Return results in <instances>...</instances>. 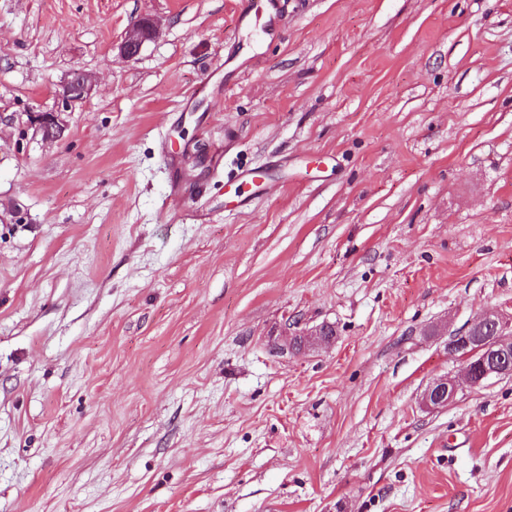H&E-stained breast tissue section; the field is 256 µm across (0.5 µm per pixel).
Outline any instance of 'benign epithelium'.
<instances>
[{"instance_id":"1","label":"benign epithelium","mask_w":512,"mask_h":512,"mask_svg":"<svg viewBox=\"0 0 512 512\" xmlns=\"http://www.w3.org/2000/svg\"><path fill=\"white\" fill-rule=\"evenodd\" d=\"M155 28L152 22H138L125 36L119 46L125 58L135 57L144 43L153 38ZM90 92L86 74L73 73L58 93L62 105L69 106L85 99ZM33 125L42 137L48 140L59 138L65 125L59 112H35L30 115ZM322 325L302 327L295 323L280 333V346L286 350L293 344V338L305 337L314 345H328L322 339ZM448 353L460 359L464 366L466 382L478 386L484 381L512 373V313L488 310L469 324L467 329L448 342ZM458 391V384L451 378H438L432 382L422 396V403L428 409H440L450 404Z\"/></svg>"}]
</instances>
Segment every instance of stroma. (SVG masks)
<instances>
[{
	"instance_id": "35a3bbf8",
	"label": "stroma",
	"mask_w": 512,
	"mask_h": 512,
	"mask_svg": "<svg viewBox=\"0 0 512 512\" xmlns=\"http://www.w3.org/2000/svg\"><path fill=\"white\" fill-rule=\"evenodd\" d=\"M265 3L0 0V512H512V0ZM154 35L155 28L152 22L148 20L138 22L121 42L120 54L125 58L135 57L141 51L144 43L152 39ZM90 92V85L86 74L82 71L74 72L70 79L62 86L58 93L62 106H69L85 99ZM61 114L62 112H34L30 115V124L43 138L55 140L65 130ZM487 334V336H472ZM448 353L463 363L470 386L512 373V313L488 310L448 342ZM301 324L294 323L292 327L286 326L280 333V341L279 344L282 349L288 350V348L292 346V339L295 336H304L312 345H329L333 342V340H324L321 339L320 336H323L322 323L319 325H315L312 327H300ZM459 387L451 378H438L432 382L422 396V403L428 409H440L450 404Z\"/></svg>"
}]
</instances>
